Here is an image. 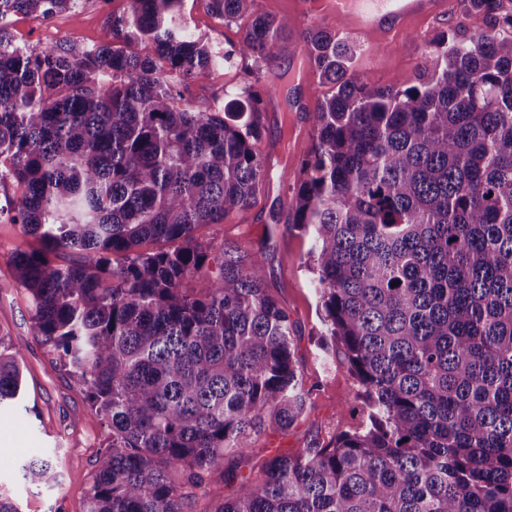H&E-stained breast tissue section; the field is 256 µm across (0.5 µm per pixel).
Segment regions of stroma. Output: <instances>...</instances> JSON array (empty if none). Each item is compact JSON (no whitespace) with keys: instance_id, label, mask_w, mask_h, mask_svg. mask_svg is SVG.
Wrapping results in <instances>:
<instances>
[{"instance_id":"35a3bbf8","label":"stroma","mask_w":512,"mask_h":512,"mask_svg":"<svg viewBox=\"0 0 512 512\" xmlns=\"http://www.w3.org/2000/svg\"><path fill=\"white\" fill-rule=\"evenodd\" d=\"M127 6L128 0H80L75 8L48 18L14 16L10 29L18 44L40 49L62 40L95 45L106 39L113 14ZM185 13L190 29L214 43H239L248 24L244 18L230 24L216 19L206 0H186ZM458 27L484 31L488 20L472 9L470 0H453L448 14L412 21L391 44H369L363 37H353L359 48L355 65L372 84L404 88L421 72L437 34ZM299 65L298 57L280 54L273 72L264 78L266 85L276 88L277 72L291 69L297 73ZM327 91V86L297 73L294 94L306 102V111L291 109L284 92L277 88L266 97L262 150L268 176L255 204L245 214L198 231L201 239L232 243L246 258L261 256L269 290L293 322L295 359L311 406L294 427H270L255 436L244 457H225L223 472L213 473L211 483L228 494L236 487L225 484L224 472L257 478L266 459L296 453L315 441L328 443L340 434L358 431L366 420L360 386L343 347H334L331 362L322 359L321 311L306 268L311 240L288 222L289 184L297 180L300 163L311 147L310 112ZM34 243L7 215H0V336L26 345L24 405L0 409V460H19L44 448L57 449L62 483L37 487L18 470L2 469L0 496L12 499L21 512H86V491L105 429L85 391L56 368L53 353L33 335L30 303L16 281L8 254Z\"/></svg>"}]
</instances>
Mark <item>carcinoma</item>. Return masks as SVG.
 <instances>
[{"label":"carcinoma","instance_id":"obj_1","mask_svg":"<svg viewBox=\"0 0 512 512\" xmlns=\"http://www.w3.org/2000/svg\"><path fill=\"white\" fill-rule=\"evenodd\" d=\"M183 2L129 0L107 41L39 49L8 18L79 0H0V185L21 188L12 221L38 241L9 262L34 336L107 430L87 512H512V36L495 33L512 12L470 0L489 30L439 34L397 90L368 82L339 34L301 35L331 93L288 223L312 238L320 347H344L367 420L218 500L224 457L309 405L261 260L195 235L261 191L270 90L259 71L224 105L183 89L239 58L272 64L290 25L258 0H207L226 23L250 18L220 47L189 30ZM24 348L0 336V408L24 396ZM1 468L60 485L47 449Z\"/></svg>","mask_w":512,"mask_h":512}]
</instances>
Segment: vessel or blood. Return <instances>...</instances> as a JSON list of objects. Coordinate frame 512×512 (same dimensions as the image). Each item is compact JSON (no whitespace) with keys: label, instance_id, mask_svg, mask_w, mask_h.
Listing matches in <instances>:
<instances>
[{"label":"vessel or blood","instance_id":"1","mask_svg":"<svg viewBox=\"0 0 512 512\" xmlns=\"http://www.w3.org/2000/svg\"><path fill=\"white\" fill-rule=\"evenodd\" d=\"M447 7V0H295L293 11L302 20L335 19L348 33L387 41L412 19L438 16Z\"/></svg>","mask_w":512,"mask_h":512}]
</instances>
